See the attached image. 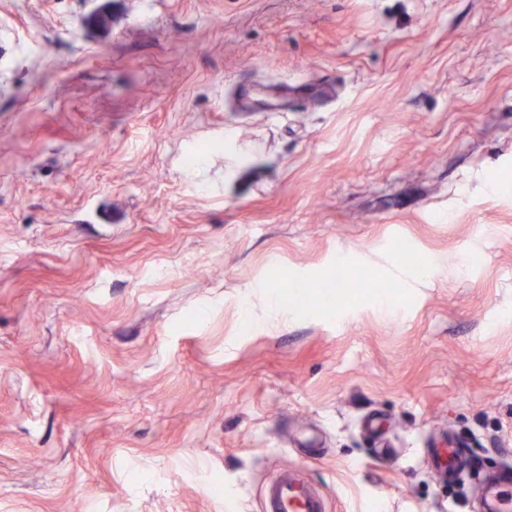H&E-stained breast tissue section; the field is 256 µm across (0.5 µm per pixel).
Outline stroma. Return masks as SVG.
Segmentation results:
<instances>
[{"label": "stroma", "instance_id": "1", "mask_svg": "<svg viewBox=\"0 0 512 512\" xmlns=\"http://www.w3.org/2000/svg\"><path fill=\"white\" fill-rule=\"evenodd\" d=\"M508 460L512 0H0V512H482ZM262 496L265 512H324L320 494L305 487L288 471L268 482Z\"/></svg>", "mask_w": 512, "mask_h": 512}]
</instances>
